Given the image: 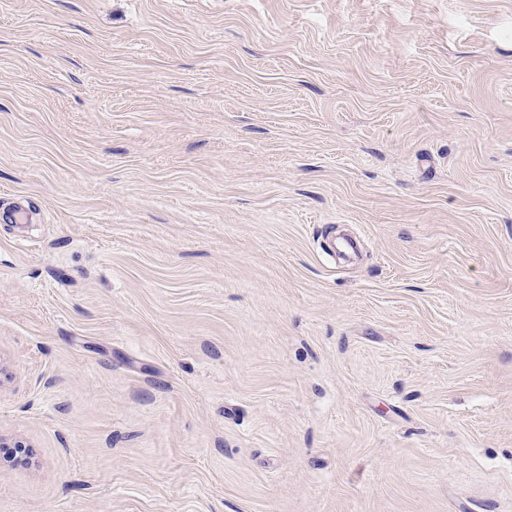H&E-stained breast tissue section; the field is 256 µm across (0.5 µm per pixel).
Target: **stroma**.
I'll use <instances>...</instances> for the list:
<instances>
[{
    "mask_svg": "<svg viewBox=\"0 0 512 512\" xmlns=\"http://www.w3.org/2000/svg\"><path fill=\"white\" fill-rule=\"evenodd\" d=\"M0 441V512H512V0H0Z\"/></svg>",
    "mask_w": 512,
    "mask_h": 512,
    "instance_id": "obj_1",
    "label": "stroma"
}]
</instances>
